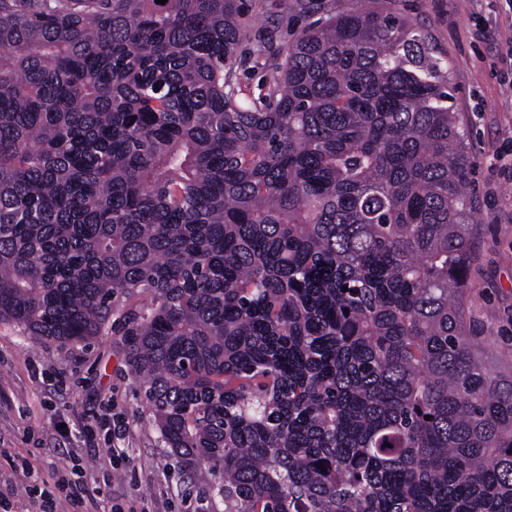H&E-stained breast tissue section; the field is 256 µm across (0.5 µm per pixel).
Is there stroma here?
Instances as JSON below:
<instances>
[{"instance_id": "obj_1", "label": "stroma", "mask_w": 512, "mask_h": 512, "mask_svg": "<svg viewBox=\"0 0 512 512\" xmlns=\"http://www.w3.org/2000/svg\"><path fill=\"white\" fill-rule=\"evenodd\" d=\"M296 0H245L247 35L239 56L244 100L267 93L270 54L316 18L386 9L425 34L423 49L450 65L453 111L473 155L470 184L479 201L477 248L467 288L471 333L486 364L512 369V178L498 152L512 150V0H322L297 15ZM485 38H475L474 23ZM111 448L124 451L113 469ZM79 463L102 499L124 512H224L217 477L185 474L160 442L122 336L61 345L0 321V497L9 512H37L36 482Z\"/></svg>"}]
</instances>
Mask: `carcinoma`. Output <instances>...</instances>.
Returning a JSON list of instances; mask_svg holds the SVG:
<instances>
[{
    "mask_svg": "<svg viewBox=\"0 0 512 512\" xmlns=\"http://www.w3.org/2000/svg\"><path fill=\"white\" fill-rule=\"evenodd\" d=\"M242 17L0 0V321L114 326L160 442L219 475L224 512H512V375L470 332L447 64L354 10L247 103Z\"/></svg>",
    "mask_w": 512,
    "mask_h": 512,
    "instance_id": "cac0c4a2",
    "label": "carcinoma"
}]
</instances>
